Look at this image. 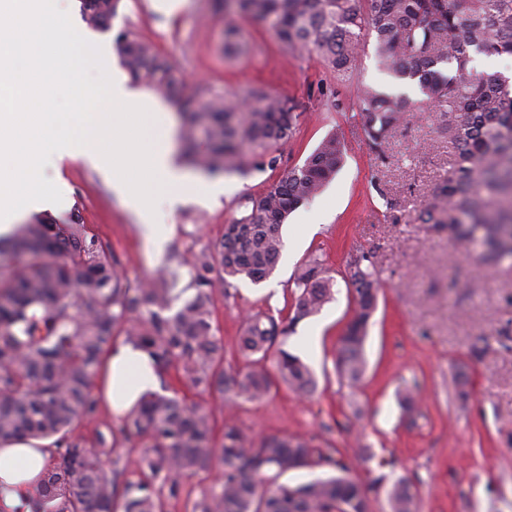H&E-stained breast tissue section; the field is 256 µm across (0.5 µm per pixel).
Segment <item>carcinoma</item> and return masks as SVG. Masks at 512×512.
<instances>
[{
    "mask_svg": "<svg viewBox=\"0 0 512 512\" xmlns=\"http://www.w3.org/2000/svg\"><path fill=\"white\" fill-rule=\"evenodd\" d=\"M214 7L224 12V54L244 50L234 17L250 15L268 22L287 49L316 55L341 83L355 81L359 47L374 40L380 64L416 96L357 86V116L371 150L386 158L409 113L436 106L453 159L417 220L448 225L454 246L481 245L488 266L512 258V81L474 65L480 55L512 56V0H214ZM115 8V0H81L80 13L88 27L106 29ZM115 51L132 80L161 97L182 83L150 42L120 33ZM183 106L186 161L209 175L274 168L295 134L290 100L264 91ZM199 132L211 142L206 154L195 150ZM343 160V142L328 133L302 165L249 197L218 242L154 281L124 276L111 245L78 222L61 229L39 216L0 239V443L28 437L54 446V466L32 512H167L168 500L182 496L187 512H369L382 478L353 477L339 449L297 436H257L179 396L166 380L234 407L281 386L300 396L315 392V373L287 344L298 322L333 299L334 277L319 258L295 278L289 320L246 318L235 348L242 367L226 359L216 337L215 302L231 280L258 284L274 272L288 215L313 199ZM343 279L355 308L336 345V373L355 387L366 371L380 279L365 252L350 256ZM120 336L147 353L161 391L143 396L111 430L112 441L99 433L89 445L73 433L97 415L100 355ZM120 442L131 448L107 475L102 458ZM305 469L329 474L274 483ZM208 470L220 479L193 494L184 478ZM388 507L415 512L408 479L391 485Z\"/></svg>",
    "mask_w": 512,
    "mask_h": 512,
    "instance_id": "cac0c4a2",
    "label": "carcinoma"
}]
</instances>
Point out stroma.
Segmentation results:
<instances>
[{"label": "stroma", "mask_w": 512, "mask_h": 512, "mask_svg": "<svg viewBox=\"0 0 512 512\" xmlns=\"http://www.w3.org/2000/svg\"><path fill=\"white\" fill-rule=\"evenodd\" d=\"M76 30L101 47L119 67L113 41L126 32L153 43L184 78L178 96L165 100L171 135L150 124L151 142L181 155V102L224 94L240 98L264 90L293 100L298 123L294 140L275 169L231 174L218 202H206L184 185L177 208L165 199L157 219L172 227L164 250L149 252L139 220L112 190L110 166L94 167L81 153L50 157L42 170L62 193L52 217H80L112 246L120 269L133 280L154 277L162 265L186 261L191 251L217 242L225 224L244 211L247 196L261 193L284 171L302 164L331 131L345 146L336 176L310 202L296 208L283 227L285 247L273 275L260 284L234 280L216 299L217 338L233 352L244 315L280 318L290 312L293 280L305 260L319 255L337 282L322 311L300 321L289 346L313 369L317 391L303 397L280 389L235 416L258 435L288 434L317 445L364 444L374 458L355 465L364 480L382 478L370 512H388L391 482L409 479L416 512H512V260L488 268L480 248L455 249L444 224H420L415 213L434 195L452 159L440 131V115L424 109L399 129L387 161L372 154L361 122L336 111L317 87L333 77L315 57L287 51L265 22L238 20L243 52L224 54V17L213 0H185L164 13L158 0H117L111 27L95 31L79 12V0H57ZM385 195H378L377 186ZM391 197L394 209L383 199ZM368 253L381 280L379 306L368 330V370L354 388L336 374V342L352 315L353 294L339 274L350 255ZM466 372L469 396L458 401L453 377ZM411 388L421 413L404 417L399 392Z\"/></svg>", "instance_id": "obj_1"}]
</instances>
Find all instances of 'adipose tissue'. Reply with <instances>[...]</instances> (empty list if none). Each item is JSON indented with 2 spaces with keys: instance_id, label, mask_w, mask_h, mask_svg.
Listing matches in <instances>:
<instances>
[{
  "instance_id": "ef3b65f1",
  "label": "adipose tissue",
  "mask_w": 512,
  "mask_h": 512,
  "mask_svg": "<svg viewBox=\"0 0 512 512\" xmlns=\"http://www.w3.org/2000/svg\"><path fill=\"white\" fill-rule=\"evenodd\" d=\"M160 388V376L149 357L129 345L104 353L99 393L111 414L124 415L140 395ZM52 442L21 438L0 444V512H30L28 500L50 468Z\"/></svg>"
}]
</instances>
